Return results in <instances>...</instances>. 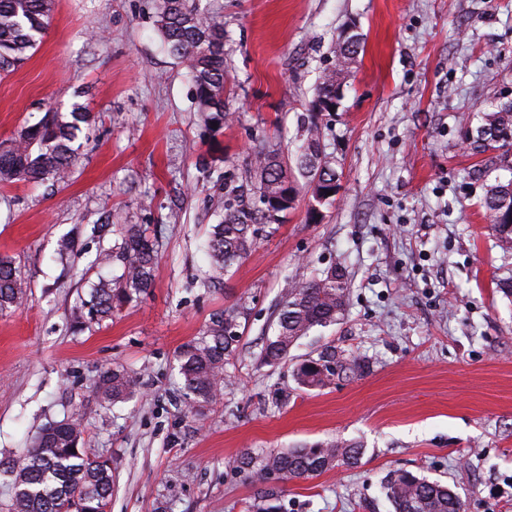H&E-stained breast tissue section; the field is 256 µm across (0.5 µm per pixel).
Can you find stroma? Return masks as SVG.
<instances>
[{
	"instance_id": "stroma-1",
	"label": "stroma",
	"mask_w": 512,
	"mask_h": 512,
	"mask_svg": "<svg viewBox=\"0 0 512 512\" xmlns=\"http://www.w3.org/2000/svg\"><path fill=\"white\" fill-rule=\"evenodd\" d=\"M221 7L233 118L210 131L186 67L165 48L155 0H53L30 56L0 75V143L47 110L81 108L67 183L0 185V256L29 286L0 316V459L71 412L89 456L114 468L107 512H390L380 489L407 470L451 486L465 512H512V253L481 208L512 179V146L475 150L480 112L512 102V0H200ZM362 49L324 120L341 174L320 223L308 194L222 283L201 285L224 174L244 179L256 146L286 149L336 66L340 34ZM116 224L159 244L150 291L75 327ZM73 253L58 252L62 238ZM341 268L342 320L276 366L259 358L296 282ZM237 310L238 342L216 402L188 411L177 352ZM360 369L320 389L296 368L326 345ZM123 366L134 399L101 404L95 378ZM357 443L358 462L313 480L248 482V450Z\"/></svg>"
}]
</instances>
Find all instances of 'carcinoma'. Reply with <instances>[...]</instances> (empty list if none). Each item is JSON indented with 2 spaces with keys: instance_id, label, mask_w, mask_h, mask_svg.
<instances>
[{
  "instance_id": "cac0c4a2",
  "label": "carcinoma",
  "mask_w": 512,
  "mask_h": 512,
  "mask_svg": "<svg viewBox=\"0 0 512 512\" xmlns=\"http://www.w3.org/2000/svg\"><path fill=\"white\" fill-rule=\"evenodd\" d=\"M52 0H0V72H11L34 48L46 29ZM158 27L167 50L187 64L198 111L208 124L221 129L231 113L224 111V94L232 91L230 75L224 69V21L217 11H201L194 0H158ZM360 47L356 36H345L336 45V70L323 75L315 96L308 103L301 123L302 138L295 152L259 148L254 151L249 179L234 184L224 175V214L212 225L207 248L211 260L202 285L220 280L235 263L257 248L260 232L278 224L285 209L269 208L266 201L285 192L298 198L301 189L310 192L318 207L335 199L336 159L327 152L321 120L315 111L318 102L336 105L339 76L350 68ZM65 121L58 112H47L37 123L25 127L18 138L0 144V182L52 181L66 183L75 163L73 143L78 123L88 121V113L73 111ZM480 133L487 144L512 145V105L501 106L481 116ZM490 229L505 252L512 251V179L498 182L483 200ZM119 235L102 260L122 262L121 275L92 285L88 298L75 314L79 324L99 322L121 309L152 286L158 255L154 244L139 224L118 225ZM27 283L11 260L0 256V315L24 305ZM347 306V282L343 272L331 269L288 289L273 334L261 351L266 364L288 360L291 347L315 327L338 321ZM236 315H217L202 336L178 353L179 372L189 404L209 403L224 388V368L236 351ZM358 366L344 351L329 345L317 357L300 363L299 384L323 387L332 377L353 372ZM135 381L121 367L101 373L95 393L105 405L130 398ZM82 415L71 414L48 423L32 440L21 462L0 460L9 469L11 495L6 512H106L112 495V464L92 458L81 446ZM360 448L346 441H327L304 448L268 452L261 466L251 453L239 460V471L254 480L275 474L282 481L320 475L341 462L357 463ZM383 493L393 512H463L458 494L448 485L432 482L409 471L389 473L382 482Z\"/></svg>"
}]
</instances>
